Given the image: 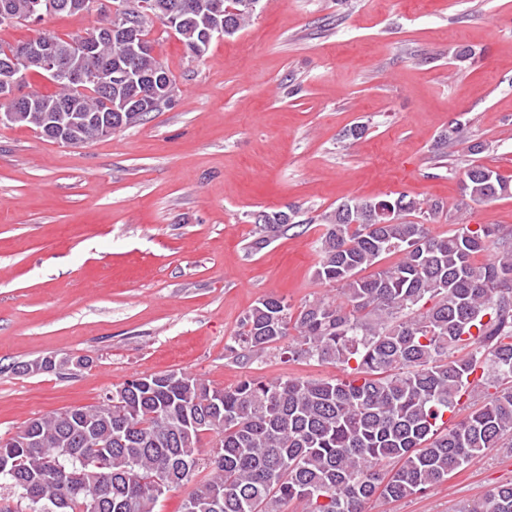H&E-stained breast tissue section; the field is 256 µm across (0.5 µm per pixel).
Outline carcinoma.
I'll list each match as a JSON object with an SVG mask.
<instances>
[{
  "label": "carcinoma",
  "instance_id": "carcinoma-1",
  "mask_svg": "<svg viewBox=\"0 0 512 512\" xmlns=\"http://www.w3.org/2000/svg\"><path fill=\"white\" fill-rule=\"evenodd\" d=\"M0 0V27L75 14L93 0ZM139 25L136 41L114 38L83 52L81 36L52 35L70 67L89 80L49 78L50 94L31 93L15 123L35 131L64 107L112 118V131L148 113L131 95L149 94L142 78L157 71L176 82L154 51L147 13H159L190 54L212 28L232 36L246 28L259 0H112ZM128 84L107 93L90 77L118 63ZM462 189L476 201L512 194V183L481 164ZM440 201L400 194L353 200L323 217L317 277L337 285L340 301L293 308L268 296L246 314L225 357L241 364L270 351L286 362L343 367L335 379L247 377L212 388L187 371L142 375L104 394V403L30 420L0 450V512H154L173 487L205 473L183 512H366L376 495L399 500L446 481L488 448L512 441V233L458 224L434 235ZM300 207L268 212L258 222L260 248L296 224ZM488 252L490 258L478 260ZM397 256V261H381ZM82 358L50 357L29 373L82 368ZM496 389L453 424L445 419L462 397ZM218 439L203 453V432ZM466 512H512V481L491 488Z\"/></svg>",
  "mask_w": 512,
  "mask_h": 512
}]
</instances>
